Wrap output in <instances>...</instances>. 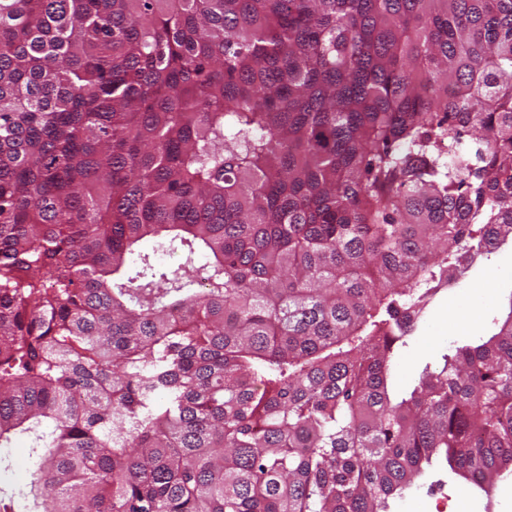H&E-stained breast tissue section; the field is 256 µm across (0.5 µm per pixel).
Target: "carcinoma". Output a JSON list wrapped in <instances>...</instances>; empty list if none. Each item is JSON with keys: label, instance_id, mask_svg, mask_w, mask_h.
<instances>
[{"label": "carcinoma", "instance_id": "1", "mask_svg": "<svg viewBox=\"0 0 512 512\" xmlns=\"http://www.w3.org/2000/svg\"><path fill=\"white\" fill-rule=\"evenodd\" d=\"M512 0H0V512H389L512 474ZM175 256L159 260V253ZM448 287H451L448 286ZM512 292V243L479 258L464 278L441 288L429 299L407 344L391 368V383L409 389L421 367L433 362L453 343L489 336L503 318ZM479 310L466 331H457L448 317L453 310ZM27 447L25 440H17L11 448H0V487L15 491L26 488L33 472Z\"/></svg>", "mask_w": 512, "mask_h": 512}]
</instances>
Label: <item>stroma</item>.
I'll return each instance as SVG.
<instances>
[{
	"label": "stroma",
	"instance_id": "stroma-1",
	"mask_svg": "<svg viewBox=\"0 0 512 512\" xmlns=\"http://www.w3.org/2000/svg\"><path fill=\"white\" fill-rule=\"evenodd\" d=\"M511 302L510 242L479 258L464 278L452 287L436 291L429 299L391 368L393 387L409 389L420 368L453 343L494 333ZM461 309L475 313L469 328L462 332L447 318L448 312ZM32 472L26 441L18 440L11 447L0 448V487L15 491L26 488ZM463 484V479L443 464H433L411 489L392 500L390 512H458L457 490Z\"/></svg>",
	"mask_w": 512,
	"mask_h": 512
}]
</instances>
